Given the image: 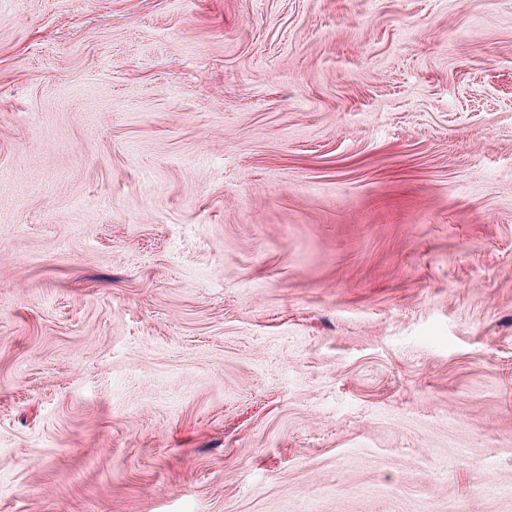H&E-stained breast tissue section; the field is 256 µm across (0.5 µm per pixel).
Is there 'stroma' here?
<instances>
[{"label":"stroma","mask_w":512,"mask_h":512,"mask_svg":"<svg viewBox=\"0 0 512 512\" xmlns=\"http://www.w3.org/2000/svg\"><path fill=\"white\" fill-rule=\"evenodd\" d=\"M0 512H512V0H0Z\"/></svg>","instance_id":"stroma-1"}]
</instances>
